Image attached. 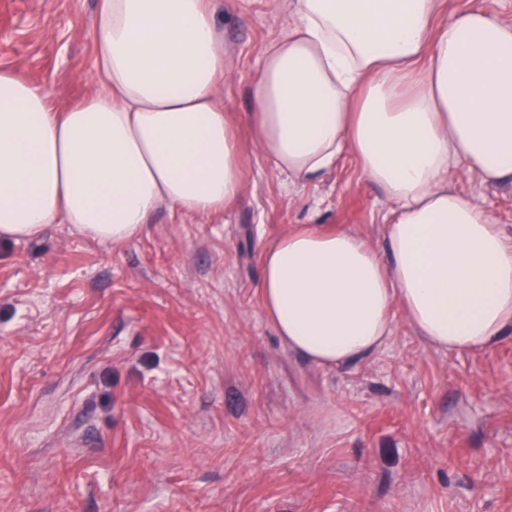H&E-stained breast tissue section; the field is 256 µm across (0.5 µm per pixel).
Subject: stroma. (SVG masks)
Returning a JSON list of instances; mask_svg holds the SVG:
<instances>
[{
	"mask_svg": "<svg viewBox=\"0 0 512 512\" xmlns=\"http://www.w3.org/2000/svg\"><path fill=\"white\" fill-rule=\"evenodd\" d=\"M289 4L216 0L241 139ZM97 12L0 0V67L82 98ZM240 164L226 212L163 207L123 244L69 224L0 242V512H512V329L448 354L397 309L363 361L292 354L260 304L264 247L299 224L378 245L393 204L349 154L304 186L251 149ZM452 176L512 232V181Z\"/></svg>",
	"mask_w": 512,
	"mask_h": 512,
	"instance_id": "stroma-1",
	"label": "stroma"
}]
</instances>
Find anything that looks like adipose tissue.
<instances>
[{
	"instance_id": "1",
	"label": "adipose tissue",
	"mask_w": 512,
	"mask_h": 512,
	"mask_svg": "<svg viewBox=\"0 0 512 512\" xmlns=\"http://www.w3.org/2000/svg\"><path fill=\"white\" fill-rule=\"evenodd\" d=\"M439 0H294L251 94L252 146L297 185L352 152L395 208L384 247L305 224L264 248L262 307L288 349L334 368L377 352L401 308L426 345L512 327V238L450 177L512 180V23ZM95 72L59 106L0 69V239L72 224L115 243L160 206L206 216L241 194L242 143L210 0H100Z\"/></svg>"
}]
</instances>
